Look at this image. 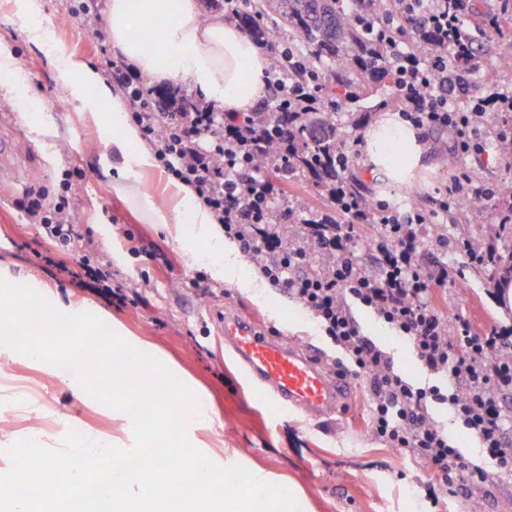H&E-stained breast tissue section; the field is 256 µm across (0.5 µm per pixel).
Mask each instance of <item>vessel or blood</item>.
<instances>
[{
	"mask_svg": "<svg viewBox=\"0 0 512 512\" xmlns=\"http://www.w3.org/2000/svg\"><path fill=\"white\" fill-rule=\"evenodd\" d=\"M217 334L245 377L282 411L313 418L339 413L351 388L347 376L329 375L299 343H285L233 310L216 318Z\"/></svg>",
	"mask_w": 512,
	"mask_h": 512,
	"instance_id": "vessel-or-blood-1",
	"label": "vessel or blood"
}]
</instances>
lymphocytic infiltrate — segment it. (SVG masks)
Masks as SVG:
<instances>
[{"label":"lymphocytic infiltrate","mask_w":512,"mask_h":512,"mask_svg":"<svg viewBox=\"0 0 512 512\" xmlns=\"http://www.w3.org/2000/svg\"><path fill=\"white\" fill-rule=\"evenodd\" d=\"M400 2L410 41H419L423 33L431 31L447 47L444 53L421 59L401 54L407 83L413 88L404 108L406 118L419 128L452 129L461 154L481 152L473 137L481 113H511L512 91L479 95L475 112L452 106L447 94L434 87L433 78L447 73L469 54L459 38L462 14L458 0ZM126 85L131 119L145 139L157 143L160 166L193 187L212 216L223 224L225 235L251 255L272 283L284 285L321 321L326 335L349 360V373L370 378L374 436L398 451L418 455L432 468L439 491H461L465 483L480 482L483 472L479 465L466 461L435 422L430 407L442 404L455 422L478 437L498 469L512 473V443L504 439L498 403L499 393L512 388V326L475 336L466 321L448 320L429 306L432 290L448 283L447 270L431 274L414 258L417 231L431 223V215L413 211L400 219L388 205H367L339 194L332 199L330 212L306 220L301 243L285 244L284 227L295 223V210L274 212L270 205L273 186L236 174L237 169L254 166L256 144L248 132L251 113L224 114L201 103L194 111L182 112L173 106L162 107L140 79L127 78ZM203 135L210 138L205 149L196 143ZM81 176L79 168L66 170L53 206L45 205L44 193L34 192L23 210L29 223L75 244L77 264L60 265V275L75 287L108 292L112 289L110 265L92 260L90 240L75 231L77 217L67 192L73 179ZM360 224L385 227V241L378 247L379 273L365 271L344 254ZM325 254L333 258L330 267L312 276H295V268L312 256ZM354 301L372 309L405 337L431 372L447 374L449 390L417 388L398 373L387 353L361 336L350 313Z\"/></svg>","instance_id":"1"}]
</instances>
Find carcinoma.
Instances as JSON below:
<instances>
[{"instance_id":"carcinoma-1","label":"carcinoma","mask_w":512,"mask_h":512,"mask_svg":"<svg viewBox=\"0 0 512 512\" xmlns=\"http://www.w3.org/2000/svg\"><path fill=\"white\" fill-rule=\"evenodd\" d=\"M267 12L279 18L273 29L258 21ZM237 21L259 43L268 44L274 34L286 31L296 39L295 46L309 48L304 58L306 73L292 71L288 81L327 71V79L319 81L318 87L335 110L253 115L268 139L281 135L291 146L289 171L308 177L322 195L339 188L352 198L374 200L356 173L336 171V154L342 145L336 139L335 114L355 112L362 99L373 95L379 97L380 106L404 104L402 70L391 50L399 23L387 0H365L360 11L350 9L346 0H248ZM439 49V40L430 32L423 36L422 45H413L411 54L425 56ZM482 60L481 54L471 51L468 63L436 77L435 84L441 89L459 85L469 72L482 67Z\"/></svg>"}]
</instances>
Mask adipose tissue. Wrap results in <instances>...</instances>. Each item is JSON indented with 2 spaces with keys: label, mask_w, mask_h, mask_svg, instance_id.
I'll return each instance as SVG.
<instances>
[{
  "label": "adipose tissue",
  "mask_w": 512,
  "mask_h": 512,
  "mask_svg": "<svg viewBox=\"0 0 512 512\" xmlns=\"http://www.w3.org/2000/svg\"><path fill=\"white\" fill-rule=\"evenodd\" d=\"M106 20L112 45L138 72L152 82L181 80L199 97L224 112H242L263 96L268 61L255 42L223 18H204L199 0H107ZM154 29L152 43L135 37L138 29ZM63 86L80 96L84 84L98 87L96 103L112 105L110 126L132 139L137 130L125 122V108L110 86L92 68L71 59L58 66ZM364 138L377 167H390L386 147L397 145L404 168L421 161L415 130L398 117L385 114Z\"/></svg>",
  "instance_id": "1"
}]
</instances>
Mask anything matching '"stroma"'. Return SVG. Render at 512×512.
Returning <instances> with one entry per match:
<instances>
[{"label": "stroma", "instance_id": "1", "mask_svg": "<svg viewBox=\"0 0 512 512\" xmlns=\"http://www.w3.org/2000/svg\"><path fill=\"white\" fill-rule=\"evenodd\" d=\"M104 4L105 0H41L35 22L45 28L57 26L55 48L61 55L100 73L111 71L112 94L121 98L123 79L131 69L111 41L97 37L107 27ZM470 5L482 19L470 28L475 45L490 42L494 49L481 70L467 76V91L450 90L449 101L460 106L476 87L512 90V69L495 66L498 56L512 54V27L494 33L487 25L488 19L500 17L505 0H470ZM64 10L70 21L61 27L57 17ZM15 11L16 0H0V38L11 43L24 76L11 96L0 95V138L13 140L17 151L9 167H0V278L34 288L62 312H91L122 338L138 339L146 353L197 392L212 417L211 425L188 429L191 446L210 451L218 466L239 464L257 473L262 482L294 487L301 512H471L476 502L482 512H512V475L498 472L483 455L478 439L454 424L446 406H434L433 418L464 457L483 469L484 478L470 492L436 502L426 493L431 475L422 461L372 435L368 378H354L349 404L331 418L314 420L298 411L275 414L225 355L207 308L234 309L253 317L272 335L299 339L329 367L340 355L338 348L284 286L268 284L259 299L234 282L214 281L206 292L194 286L198 274H211L221 246L196 234L176 233V185L154 162V146L140 137L125 139L117 130L103 131L109 105L90 111L86 101L95 95L90 86L84 98L70 96L54 66L16 23ZM374 104L371 97L362 102L365 116L360 120L337 113L336 137L354 147L350 167L361 172L364 181L378 183V200L387 201L401 216L410 210L434 212L437 223L444 225V233L422 236L416 259L432 270H460L461 278L434 289L429 304L448 319H464L479 336L503 325L492 298L504 262L512 260V249L501 248V265L478 272L457 249L463 240L494 241L503 204L491 199L474 209L444 211L436 193L459 168L492 189L512 180V156L497 136L499 115L488 114L478 128L476 136L483 145L479 155H458L451 130H419L422 157L411 176L417 191L412 199L388 194L383 188L387 175L369 159L363 134L379 117ZM144 155L150 156V164L138 166ZM452 158L457 161L453 169L448 166ZM75 166L83 171L72 195L79 230L93 240L100 256L111 258L113 285L136 297V304L116 307L98 290L74 287L60 277L58 266L72 264V251L26 220L21 204L28 195L40 190L47 201L56 200L62 172ZM130 166L135 169L131 178L126 175ZM255 177L274 184L273 210L289 203L315 214L328 206L306 180L287 182L268 171L256 172ZM464 280L469 283L465 289L460 286ZM351 311L360 332L388 352L402 376L416 385L444 383V376L427 371L410 344L369 309L355 304ZM5 364L0 369L1 449L30 438L57 448L71 429L121 434L122 424L113 418L111 408L84 390L61 383L50 366L32 365L19 355Z\"/></svg>", "mask_w": 512, "mask_h": 512}]
</instances>
